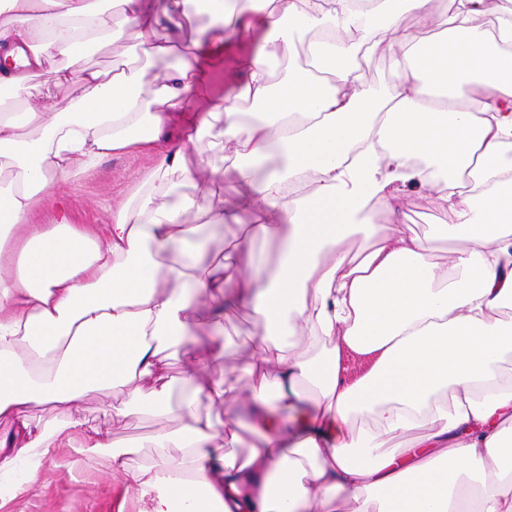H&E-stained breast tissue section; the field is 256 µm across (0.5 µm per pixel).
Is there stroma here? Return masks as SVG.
Returning <instances> with one entry per match:
<instances>
[{
	"label": "stroma",
	"instance_id": "35a3bbf8",
	"mask_svg": "<svg viewBox=\"0 0 512 512\" xmlns=\"http://www.w3.org/2000/svg\"><path fill=\"white\" fill-rule=\"evenodd\" d=\"M263 37L255 31L251 38L231 42L224 52V59L213 67L209 84L192 95L194 111H208L211 100L232 93L238 69L250 57ZM86 65L102 71H111L118 65H128L139 71L144 90L153 89L156 82L168 71L164 61L148 58L140 45L135 29H124L120 38L97 45L84 57ZM154 163L146 152L115 154L103 159L96 167L76 171L60 189L71 211L72 221L86 224L95 230H103L111 223L122 203L134 192ZM399 215L404 224L415 233L429 237V245L436 259H447L449 251L465 247L462 239L448 240L433 236L434 225L444 224L448 216L431 204L428 189L406 190L400 200ZM251 216H243L240 222L209 226L202 229L200 248L196 255L197 274L205 272L221 261L224 252L244 257L253 251L263 262L265 272H274L280 261L277 241H247V226ZM262 325L249 311L241 309L230 314L224 321V357L209 364V372L216 377L226 376L225 403L210 406L200 400L198 411L210 416L216 427H223L225 418L236 417L242 422L240 453H247L258 440V433L241 402L247 386L256 384L258 375L249 374L247 367L257 361L258 354L250 340L260 334ZM31 418L39 423L55 426L69 418H78L94 425L108 428L117 445L133 449L134 463L160 462L163 453L148 447L146 440L157 425L154 416L135 413L124 421H113L102 410L99 399L87 396L71 407L32 405ZM142 502L121 476L115 475L107 461L92 454L78 453L67 445L55 448L42 469L31 482L27 492L0 496V512H141Z\"/></svg>",
	"mask_w": 512,
	"mask_h": 512
}]
</instances>
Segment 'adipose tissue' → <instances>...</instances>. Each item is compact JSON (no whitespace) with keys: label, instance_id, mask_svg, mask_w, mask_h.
<instances>
[{"label":"adipose tissue","instance_id":"ef3b65f1","mask_svg":"<svg viewBox=\"0 0 512 512\" xmlns=\"http://www.w3.org/2000/svg\"><path fill=\"white\" fill-rule=\"evenodd\" d=\"M189 0H0V94L26 103L0 113V490L27 491L52 448L110 449L108 461L145 501V512H512V19L499 0H451L441 39L402 27L427 0H208L209 22L181 66L144 92L136 76L81 65L80 43L109 41L135 27L157 58L170 56ZM492 13L496 28L476 19ZM265 36L243 64L233 96L177 147H160L171 114L194 82L199 57L223 58L252 21ZM315 31L321 77L271 66L298 56L295 36ZM392 52L400 77L372 91L356 58ZM66 67H55L56 59ZM46 102L29 107L32 73ZM74 83L65 102L53 90ZM251 104L257 116L245 118ZM224 119V152L207 146ZM153 147L155 165L104 233L70 221L58 199L52 224L31 215L75 169ZM276 172L259 175L271 151ZM233 169L241 190L216 208L203 176ZM428 188L447 213L449 238L465 250L433 260L427 238L402 222L368 224L378 202L395 211L410 186ZM255 219L250 239L277 238L284 256L262 279L255 262H219L196 276L186 247L204 226ZM360 255L343 242L358 227ZM223 298L264 321L255 340L258 384L245 404L261 434L245 457L239 420L216 429L199 399L224 402V379L186 363L192 393L175 431L159 427L153 448L176 457L135 466L110 434L72 419L32 424L31 404L94 394L113 420L135 412L166 418L172 359L185 352L197 313L192 298ZM308 334L304 354L293 337ZM375 354L357 383L341 377L342 349ZM122 400H113L115 390ZM312 399L300 427L277 409ZM401 446L384 449L386 438Z\"/></svg>","mask_w":512,"mask_h":512}]
</instances>
